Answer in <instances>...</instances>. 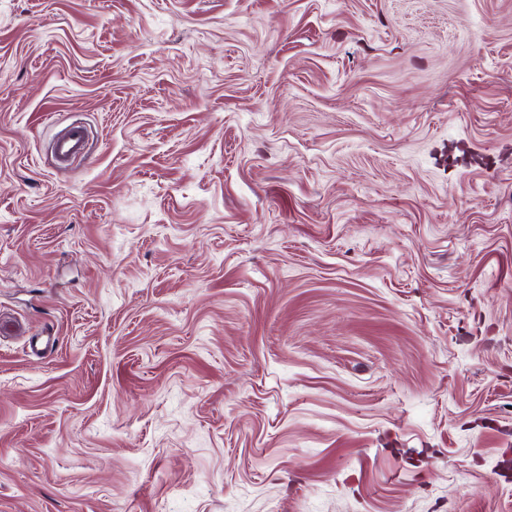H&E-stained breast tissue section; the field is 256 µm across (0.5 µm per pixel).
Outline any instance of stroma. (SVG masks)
<instances>
[{
	"label": "stroma",
	"instance_id": "stroma-1",
	"mask_svg": "<svg viewBox=\"0 0 512 512\" xmlns=\"http://www.w3.org/2000/svg\"><path fill=\"white\" fill-rule=\"evenodd\" d=\"M2 321L0 512H512V0H0ZM87 134L83 125L73 123L57 132L53 138L52 154L60 166H67L81 155L86 147Z\"/></svg>",
	"mask_w": 512,
	"mask_h": 512
}]
</instances>
